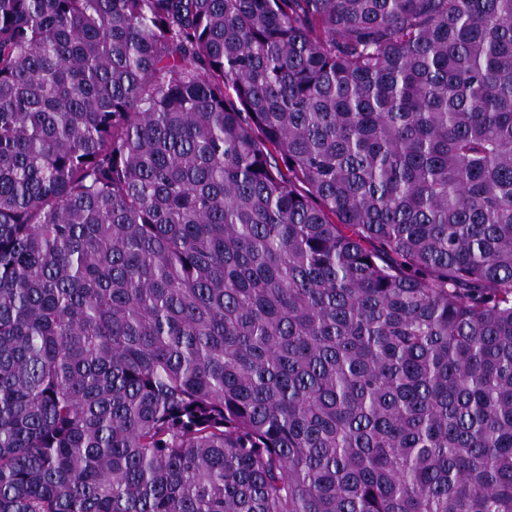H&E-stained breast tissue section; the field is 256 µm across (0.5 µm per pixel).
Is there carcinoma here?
Masks as SVG:
<instances>
[{
    "mask_svg": "<svg viewBox=\"0 0 512 512\" xmlns=\"http://www.w3.org/2000/svg\"><path fill=\"white\" fill-rule=\"evenodd\" d=\"M0 512H512V0H0Z\"/></svg>",
    "mask_w": 512,
    "mask_h": 512,
    "instance_id": "obj_1",
    "label": "carcinoma"
}]
</instances>
